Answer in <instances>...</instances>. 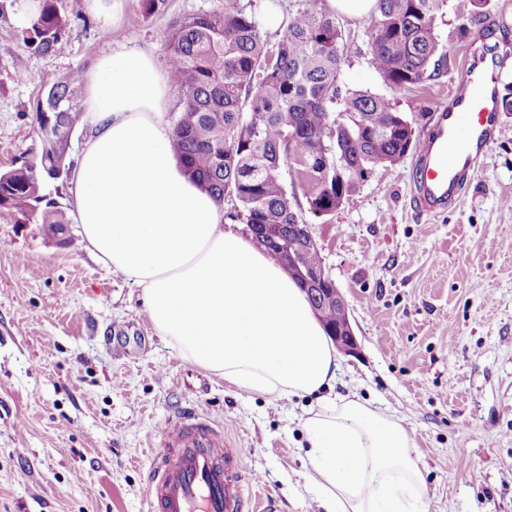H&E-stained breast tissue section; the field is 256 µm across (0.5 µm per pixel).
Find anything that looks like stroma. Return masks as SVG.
I'll use <instances>...</instances> for the list:
<instances>
[{
  "label": "stroma",
  "instance_id": "stroma-1",
  "mask_svg": "<svg viewBox=\"0 0 512 512\" xmlns=\"http://www.w3.org/2000/svg\"><path fill=\"white\" fill-rule=\"evenodd\" d=\"M223 3L165 0L148 17L125 0L109 24L84 0H57L71 35L41 54L22 41L16 0H0V171L36 159L32 119L44 87L128 48L166 65L157 31ZM482 9L490 27L464 31L473 0H447L437 20L446 70L400 91L370 64L367 18L339 16L343 87L388 96L427 131L473 49H502L512 31V0ZM414 164L409 155L375 167L336 214L312 221L357 339L329 396L353 391L403 419L428 512H512V112L445 212L412 207ZM78 239L77 224L60 237L0 212V512H146L150 439L185 406L223 423L246 470L264 479L257 496L276 497L280 512H312L299 424L309 399L242 396L181 357L150 321L140 288L107 273Z\"/></svg>",
  "mask_w": 512,
  "mask_h": 512
}]
</instances>
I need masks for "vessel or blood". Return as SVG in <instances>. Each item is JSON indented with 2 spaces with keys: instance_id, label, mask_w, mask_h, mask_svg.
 Returning <instances> with one entry per match:
<instances>
[{
  "instance_id": "b4317fda",
  "label": "vessel or blood",
  "mask_w": 512,
  "mask_h": 512,
  "mask_svg": "<svg viewBox=\"0 0 512 512\" xmlns=\"http://www.w3.org/2000/svg\"><path fill=\"white\" fill-rule=\"evenodd\" d=\"M507 56L475 51L448 99L433 108V129L419 146L411 172L412 201L436 215L461 181L494 146L501 128L500 90L512 68ZM146 478L150 512H278L274 498L253 506L250 488L261 480L246 472L240 449L224 426L182 408L157 433Z\"/></svg>"
}]
</instances>
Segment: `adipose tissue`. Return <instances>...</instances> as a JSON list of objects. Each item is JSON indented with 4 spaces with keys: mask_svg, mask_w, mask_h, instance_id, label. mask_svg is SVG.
<instances>
[{
    "mask_svg": "<svg viewBox=\"0 0 512 512\" xmlns=\"http://www.w3.org/2000/svg\"><path fill=\"white\" fill-rule=\"evenodd\" d=\"M170 88L167 70L138 49L87 70L82 119L95 134L71 178L85 248L140 288L181 357L242 393L316 397L301 419L303 477L321 512H427L401 419L325 397L341 358L305 294L179 168L165 120Z\"/></svg>",
    "mask_w": 512,
    "mask_h": 512,
    "instance_id": "obj_1",
    "label": "adipose tissue"
}]
</instances>
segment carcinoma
<instances>
[{"instance_id":"cac0c4a2","label":"carcinoma","mask_w":512,"mask_h":512,"mask_svg":"<svg viewBox=\"0 0 512 512\" xmlns=\"http://www.w3.org/2000/svg\"><path fill=\"white\" fill-rule=\"evenodd\" d=\"M278 42L262 35L254 7L224 6L175 17L160 31L171 83L181 95L173 146L184 174L197 181L224 219L254 224L251 239L300 285L322 263L307 249L306 215L331 216L360 189L371 170L397 164L419 144L414 121L391 99L342 89L347 42L328 0H300ZM23 31L29 48L48 54L70 34L55 0H40ZM447 0H376L370 13V62L393 90L440 75L447 51L437 18ZM346 114L336 122V111ZM82 116L78 80L54 82L34 115L41 150L36 160L0 172V210L37 219L59 233L65 212L42 193L71 173L70 137ZM306 207L288 193L282 172Z\"/></svg>"}]
</instances>
